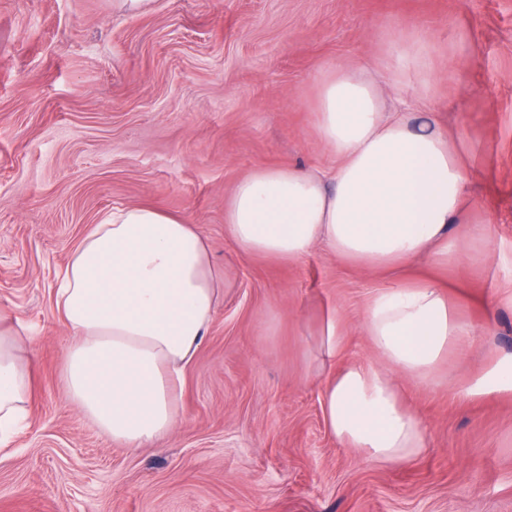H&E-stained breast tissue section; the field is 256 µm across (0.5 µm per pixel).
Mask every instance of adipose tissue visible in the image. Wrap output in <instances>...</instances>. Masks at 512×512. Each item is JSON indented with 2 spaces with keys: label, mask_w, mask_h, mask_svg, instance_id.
<instances>
[{
  "label": "adipose tissue",
  "mask_w": 512,
  "mask_h": 512,
  "mask_svg": "<svg viewBox=\"0 0 512 512\" xmlns=\"http://www.w3.org/2000/svg\"><path fill=\"white\" fill-rule=\"evenodd\" d=\"M413 76L416 102L401 95ZM435 76L425 43L389 39L369 64L326 71L318 81L315 135L330 171L261 168L224 201V231L242 250L298 261L321 245L357 266L388 270L448 262L451 233L489 239L468 221L469 170L459 134L424 114ZM219 295L195 225L147 206L92 225L54 293L72 332L61 378L69 402L102 433L131 448L175 428L176 387L203 343ZM364 331L373 357L356 359L324 385L326 426L367 459L395 465L425 446L420 416L396 374L429 378L450 349L470 340L444 287L426 279L375 292ZM32 338L0 309V447L28 416Z\"/></svg>",
  "instance_id": "adipose-tissue-1"
}]
</instances>
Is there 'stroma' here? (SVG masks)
<instances>
[{
  "label": "stroma",
  "instance_id": "1",
  "mask_svg": "<svg viewBox=\"0 0 512 512\" xmlns=\"http://www.w3.org/2000/svg\"><path fill=\"white\" fill-rule=\"evenodd\" d=\"M416 33L434 47L430 105L465 133L469 217L489 241L460 238L434 271L241 251L224 235L236 182L333 162L313 131L320 72ZM142 205L196 225L225 285L173 433L132 449L66 398L53 288L91 225ZM429 272L476 339L435 382L402 381L425 448L369 462L325 424L322 313L345 359L371 357L370 296ZM0 308L35 338L0 512H512V391L465 394L512 354V0H0Z\"/></svg>",
  "mask_w": 512,
  "mask_h": 512
}]
</instances>
